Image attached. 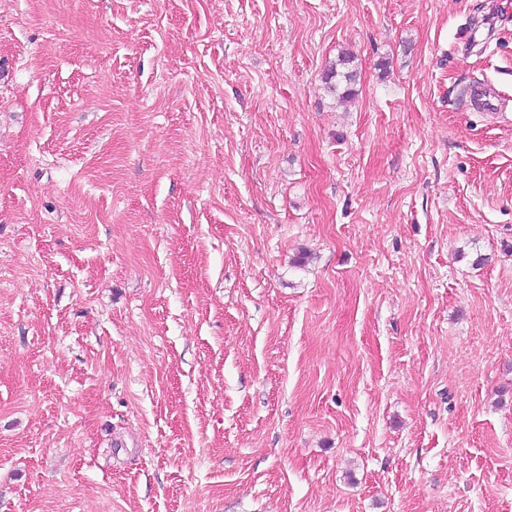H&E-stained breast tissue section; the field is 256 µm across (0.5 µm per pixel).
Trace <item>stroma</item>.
Here are the masks:
<instances>
[{
  "label": "stroma",
  "mask_w": 512,
  "mask_h": 512,
  "mask_svg": "<svg viewBox=\"0 0 512 512\" xmlns=\"http://www.w3.org/2000/svg\"><path fill=\"white\" fill-rule=\"evenodd\" d=\"M0 512H512V0H0ZM354 56L349 53H341L325 74V83L329 91L336 95V101L343 104L355 96L356 70L352 68ZM343 86L342 92L339 91Z\"/></svg>",
  "instance_id": "1"
}]
</instances>
